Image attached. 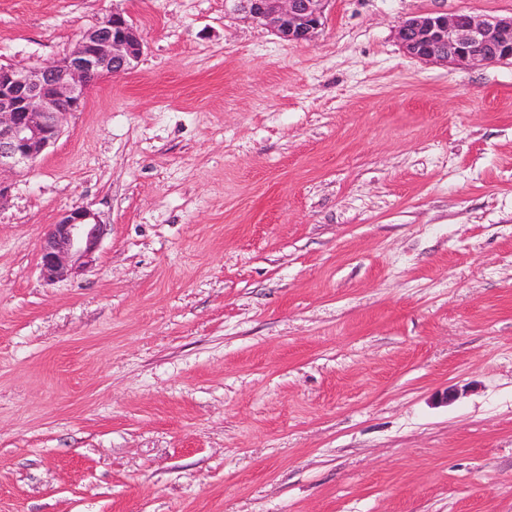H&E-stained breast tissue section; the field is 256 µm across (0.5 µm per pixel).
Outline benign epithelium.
<instances>
[{
    "label": "benign epithelium",
    "mask_w": 512,
    "mask_h": 512,
    "mask_svg": "<svg viewBox=\"0 0 512 512\" xmlns=\"http://www.w3.org/2000/svg\"><path fill=\"white\" fill-rule=\"evenodd\" d=\"M233 11L290 43L312 40L329 0H230ZM404 53L425 63L512 62V16L467 12L422 14L398 28ZM138 28L119 11L107 14L62 57L27 69L0 64V176L31 166L62 135V117L82 111L96 82L133 71L142 55ZM107 224L74 206L51 225L39 247L44 280L55 283L95 260Z\"/></svg>",
    "instance_id": "1"
}]
</instances>
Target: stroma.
Masks as SVG:
<instances>
[{"label": "stroma", "mask_w": 512, "mask_h": 512, "mask_svg": "<svg viewBox=\"0 0 512 512\" xmlns=\"http://www.w3.org/2000/svg\"><path fill=\"white\" fill-rule=\"evenodd\" d=\"M142 34L0 206V512H512V62L408 57L329 0H0V63ZM76 205L108 231L46 283ZM233 11L269 27L290 43L311 41L323 25L329 0H227ZM107 224L88 206L65 211L45 235L39 247L41 276L50 283L63 280L95 260Z\"/></svg>", "instance_id": "obj_1"}]
</instances>
